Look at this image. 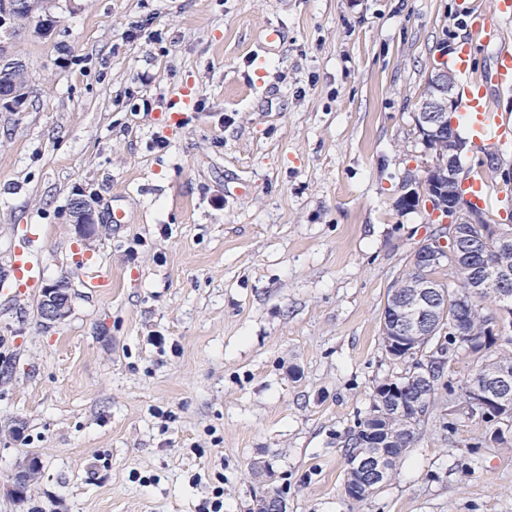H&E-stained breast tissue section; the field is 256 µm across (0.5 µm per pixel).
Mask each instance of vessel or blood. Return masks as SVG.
<instances>
[{"instance_id": "vessel-or-blood-1", "label": "vessel or blood", "mask_w": 512, "mask_h": 512, "mask_svg": "<svg viewBox=\"0 0 512 512\" xmlns=\"http://www.w3.org/2000/svg\"><path fill=\"white\" fill-rule=\"evenodd\" d=\"M485 99L484 86L468 81L463 83L462 110L459 114L461 124L484 147L499 148L512 144V125L506 123L499 113L490 110ZM464 188L473 202L482 207L496 200L505 203L512 201V196L504 193L490 197L486 190L485 174L481 171L469 174ZM40 275V265L33 255L27 250H18L12 264V282L32 286L38 283Z\"/></svg>"}]
</instances>
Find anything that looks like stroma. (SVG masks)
Returning <instances> with one entry per match:
<instances>
[{
    "instance_id": "stroma-1",
    "label": "stroma",
    "mask_w": 512,
    "mask_h": 512,
    "mask_svg": "<svg viewBox=\"0 0 512 512\" xmlns=\"http://www.w3.org/2000/svg\"><path fill=\"white\" fill-rule=\"evenodd\" d=\"M460 3L53 0L48 38L14 22L0 51L29 100L0 108V275L29 228L42 276L0 295V483L28 453L41 470L0 512H200L217 490L224 512L273 494L287 512H512V442L444 404L376 493L344 485L375 387L408 367L380 319L432 230L396 206L425 158L416 102L442 56L467 52L481 82L512 49V20L485 43ZM182 89L195 110L177 119ZM462 165L498 195L512 148ZM77 196L96 238L71 221ZM89 257L107 290L87 287ZM61 277L71 314L49 324L38 303ZM72 222L75 224L80 236L91 238L99 230V224H96L95 211L89 201L75 199L71 205Z\"/></svg>"
}]
</instances>
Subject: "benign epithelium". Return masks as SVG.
<instances>
[{
  "label": "benign epithelium",
  "mask_w": 512,
  "mask_h": 512,
  "mask_svg": "<svg viewBox=\"0 0 512 512\" xmlns=\"http://www.w3.org/2000/svg\"><path fill=\"white\" fill-rule=\"evenodd\" d=\"M51 0H11L0 12V31L10 32L7 22L13 20L17 11L28 13H48ZM456 74L446 67L431 72L428 87L417 103L414 122L421 141L427 149L423 174H407L403 179V193L398 199L402 211L417 209L420 202L430 205L447 198L448 210L452 217L448 220L445 238L429 239L420 244L413 252L409 263L419 277L404 284L406 292L396 293L385 304L392 324L389 329L393 336V345L398 350L411 353L408 340L430 328L435 316L439 315L440 304L448 301V289L429 276L435 266L448 261L459 267L458 249L463 238L469 236L468 225L485 224L484 243L498 249L512 247V232L499 224L491 213L474 211L469 201L459 193L463 181L462 157L466 143L456 133L455 113L459 109ZM27 84L13 80L10 100L5 106L20 111L26 102ZM72 222L80 236L91 238L99 230L95 211L89 201L76 199L71 205ZM512 282V269L506 266H487L482 271L469 276L468 288L453 292L459 301L472 307L490 288H496L499 304L496 312L483 320L482 335L499 341L512 331V292L505 285ZM69 282L61 278L43 289L42 317L50 323H60L70 314ZM463 392L472 405H477L485 414L498 409L512 412V370L507 367L491 372H482L477 368L462 383ZM393 456L379 451L366 453L363 457L351 459L349 466L357 470L363 478L365 491L375 492L388 482L392 469ZM38 474L28 458H22L15 464L11 484L7 485V494L17 498Z\"/></svg>",
  "instance_id": "obj_1"
}]
</instances>
